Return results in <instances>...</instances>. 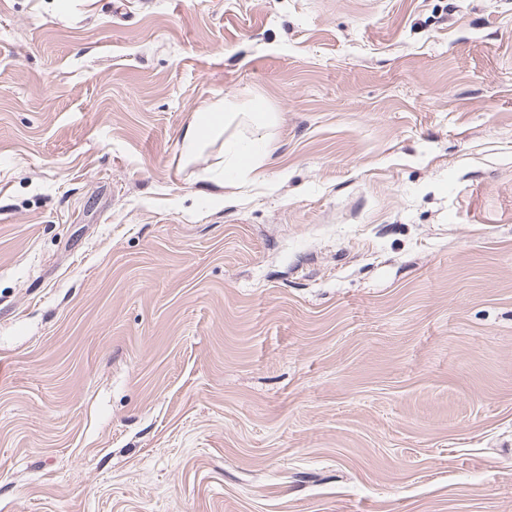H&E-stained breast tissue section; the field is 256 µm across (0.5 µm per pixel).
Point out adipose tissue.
<instances>
[{
    "mask_svg": "<svg viewBox=\"0 0 512 512\" xmlns=\"http://www.w3.org/2000/svg\"><path fill=\"white\" fill-rule=\"evenodd\" d=\"M242 114L250 115L258 128L257 134L247 140L228 131L230 123ZM272 121L271 113H252L245 105L224 99L198 112L187 124L182 136V150L185 155L191 156L207 141L223 137L224 174L242 177L263 165L270 146V139L263 129Z\"/></svg>",
    "mask_w": 512,
    "mask_h": 512,
    "instance_id": "obj_1",
    "label": "adipose tissue"
}]
</instances>
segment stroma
<instances>
[{
    "mask_svg": "<svg viewBox=\"0 0 512 512\" xmlns=\"http://www.w3.org/2000/svg\"><path fill=\"white\" fill-rule=\"evenodd\" d=\"M0 512H512V0H0ZM257 110L227 99L207 106L198 112L187 124L182 136V150L186 156L198 152L200 146L214 137L224 134L230 123L240 114L248 115L255 122L257 133L250 139H243L236 133L224 138V174L226 177H245L255 168L264 164L268 155L270 139L260 129L273 122L269 112H248Z\"/></svg>",
    "mask_w": 512,
    "mask_h": 512,
    "instance_id": "1",
    "label": "stroma"
}]
</instances>
